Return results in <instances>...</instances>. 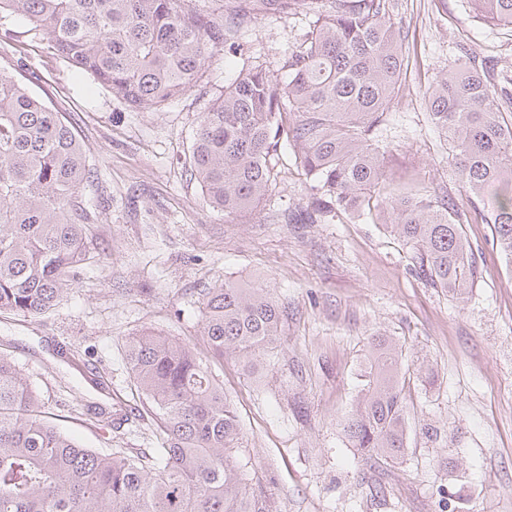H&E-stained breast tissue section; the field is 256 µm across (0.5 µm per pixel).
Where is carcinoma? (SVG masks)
Here are the masks:
<instances>
[{
    "mask_svg": "<svg viewBox=\"0 0 512 512\" xmlns=\"http://www.w3.org/2000/svg\"><path fill=\"white\" fill-rule=\"evenodd\" d=\"M308 20L283 61L243 65L199 116L189 164L213 207L228 215L266 201L281 149L310 183L313 211L375 213L414 254L415 270L463 296L477 279L465 224H492L512 263V83L491 89L486 63L462 46L425 96L458 181L492 208L459 210L447 195L390 186L377 139L398 96L408 29L394 0H262ZM512 26V0H475ZM44 31L53 47L132 106L159 109L188 92L205 64L252 21L244 0H0ZM288 71V81L274 67ZM92 170L73 126L0 73V313L45 315L92 259L96 205L82 189ZM213 356L249 355L277 336L283 310L268 289L232 281L202 298ZM126 359L155 416L156 454L84 448L43 414L40 393L0 355V512H270L231 460L241 427L216 375L179 340L145 331ZM402 352L372 342L361 398L343 423L352 447L400 460L409 410Z\"/></svg>",
    "mask_w": 512,
    "mask_h": 512,
    "instance_id": "cac0c4a2",
    "label": "carcinoma"
}]
</instances>
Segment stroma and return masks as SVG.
<instances>
[{
	"mask_svg": "<svg viewBox=\"0 0 512 512\" xmlns=\"http://www.w3.org/2000/svg\"><path fill=\"white\" fill-rule=\"evenodd\" d=\"M396 3L409 65L380 130L395 148L387 174L472 210L424 94L459 43L491 60V84L511 78L512 29L486 22L472 0ZM307 29L258 13L241 46L215 53L190 91L155 111L114 97L42 31L0 14V71L73 123L96 175L85 192L97 207L94 261L45 316L0 313V354L81 445L151 454L152 415L118 430L92 424L82 408L140 407L128 339L145 330L178 338L223 384L242 428L237 459L259 477L271 512H512V265L492 225L464 227L479 276L458 299L420 276L412 251L370 218L328 213L295 223L311 190L290 152L267 202L237 217L213 208L188 172L200 113L244 61H277ZM227 280L268 288L287 317L256 355L218 360L202 334L201 300ZM375 336L392 338L409 367L407 453L397 462L364 459L342 431ZM62 348L80 352L84 368L61 358ZM97 376L109 392L94 386Z\"/></svg>",
	"mask_w": 512,
	"mask_h": 512,
	"instance_id": "1",
	"label": "stroma"
}]
</instances>
